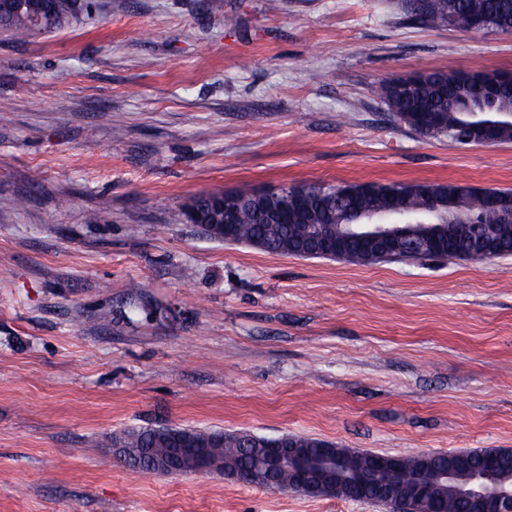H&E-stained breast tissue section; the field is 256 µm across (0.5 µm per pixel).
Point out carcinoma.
I'll return each instance as SVG.
<instances>
[{"label":"carcinoma","instance_id":"1","mask_svg":"<svg viewBox=\"0 0 512 512\" xmlns=\"http://www.w3.org/2000/svg\"><path fill=\"white\" fill-rule=\"evenodd\" d=\"M411 16L432 28L448 25L464 27L463 18L479 15L486 21V29L512 34V3L509 0H413L410 3ZM0 27L10 32L14 40L25 42L39 34L30 21L27 9L15 7L10 18L0 20ZM498 80L501 94L478 107L475 87L485 78ZM512 75L508 73L473 72L467 74L430 73L412 76L406 81L399 77H382L373 86V93L382 99L392 112L395 121L417 130L413 114L423 106H429L442 116L439 127L424 133V137H444L462 146L470 142L460 137L462 127L469 121V114L480 112L512 113V95L508 86ZM455 188L453 203L448 204V189ZM302 193L307 202L308 222L304 224H270L267 212L272 199L254 189L239 188L233 193L246 203L232 213L235 224L233 243L257 245L259 249L275 254L307 257L313 242V229L319 224H344L349 221L351 207L363 211H377L388 200H395L405 208L425 213L436 203L444 204L440 223L434 228L437 237L448 249V258L483 260L489 254L512 255V234L499 237L482 235L475 225L469 223L472 214L480 215L481 222L492 225L500 221V213L484 206L485 192L466 185L454 186L445 183H355L325 185L305 183L292 187ZM416 237L406 240L401 251L393 255H378L356 242L346 246L345 260L368 265L381 261H421L435 258V255L418 252ZM247 432L217 431L197 427L144 428L131 432L120 441L127 455L135 461L131 469L137 472H151L152 458L179 453L193 464L204 462L213 471H225V467L253 471L261 467L258 456L247 447ZM348 465L364 470L369 465L365 455L352 448H339ZM486 450L468 451L464 457L450 459L439 455L424 462L420 456L403 458L402 474L411 477L417 473L428 479L431 473L448 465L460 471V480L448 487L442 512H466L463 499L457 487L467 483L472 470L481 465Z\"/></svg>","mask_w":512,"mask_h":512}]
</instances>
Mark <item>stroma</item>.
I'll use <instances>...</instances> for the list:
<instances>
[{"instance_id": "35a3bbf8", "label": "stroma", "mask_w": 512, "mask_h": 512, "mask_svg": "<svg viewBox=\"0 0 512 512\" xmlns=\"http://www.w3.org/2000/svg\"><path fill=\"white\" fill-rule=\"evenodd\" d=\"M476 70L512 73V35L405 0H90L26 42L0 29V512H385L129 470L112 440L141 428L512 448V256L274 255L184 214L240 187L512 189V142L422 138L372 91Z\"/></svg>"}]
</instances>
